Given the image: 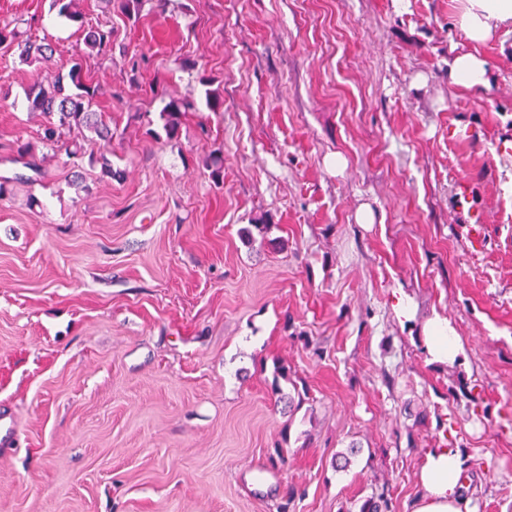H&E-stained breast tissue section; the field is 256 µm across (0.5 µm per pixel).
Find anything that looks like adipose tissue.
Returning a JSON list of instances; mask_svg holds the SVG:
<instances>
[{
  "label": "adipose tissue",
  "instance_id": "1",
  "mask_svg": "<svg viewBox=\"0 0 512 512\" xmlns=\"http://www.w3.org/2000/svg\"><path fill=\"white\" fill-rule=\"evenodd\" d=\"M459 30L470 43L481 44L499 31L512 27V0H458ZM448 81L467 89L490 91L493 75L486 60L471 52L456 53L449 65ZM431 361L451 362L459 353V341L447 320L434 318L423 329ZM462 461L446 449L429 452L419 473L421 496L411 512H469L461 489Z\"/></svg>",
  "mask_w": 512,
  "mask_h": 512
}]
</instances>
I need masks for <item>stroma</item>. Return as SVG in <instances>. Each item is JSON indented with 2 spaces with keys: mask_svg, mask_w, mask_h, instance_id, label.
I'll return each instance as SVG.
<instances>
[{
  "mask_svg": "<svg viewBox=\"0 0 512 512\" xmlns=\"http://www.w3.org/2000/svg\"><path fill=\"white\" fill-rule=\"evenodd\" d=\"M50 2L0 0L53 48L0 51V512H410L435 448L512 512V31L470 47L454 0H76L112 29V138L50 146L25 92L83 46ZM472 48L491 95L448 82ZM191 107L192 103L185 98L178 96L169 97V101L161 112V117L164 120V128L168 136H173L176 133L181 115ZM425 348L433 362H452L459 354V341L447 319L436 316L423 329Z\"/></svg>",
  "mask_w": 512,
  "mask_h": 512,
  "instance_id": "35a3bbf8",
  "label": "stroma"
}]
</instances>
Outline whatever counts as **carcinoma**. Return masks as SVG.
Instances as JSON below:
<instances>
[{"mask_svg": "<svg viewBox=\"0 0 512 512\" xmlns=\"http://www.w3.org/2000/svg\"><path fill=\"white\" fill-rule=\"evenodd\" d=\"M72 2L73 0H52V7L57 9L61 17L75 22L83 21L82 15L72 10ZM83 33L84 44L96 55L105 56L112 50V30L92 26L83 30ZM15 39L16 34L9 29V25L0 26V47H17L19 59L24 63L38 61L51 50L48 44L29 41L17 44ZM66 81L74 87V91L65 92ZM96 95V87L83 74L82 65L76 62L65 74L59 71L34 82L27 90L26 99L29 111L58 117V121L49 123L44 129V140L51 144L57 141L63 130L72 128L92 129L102 140L111 136V130L103 122L102 115L92 110ZM191 107L192 103L185 98L169 97L161 112L167 135L176 133L181 115Z\"/></svg>", "mask_w": 512, "mask_h": 512, "instance_id": "cac0c4a2", "label": "carcinoma"}]
</instances>
